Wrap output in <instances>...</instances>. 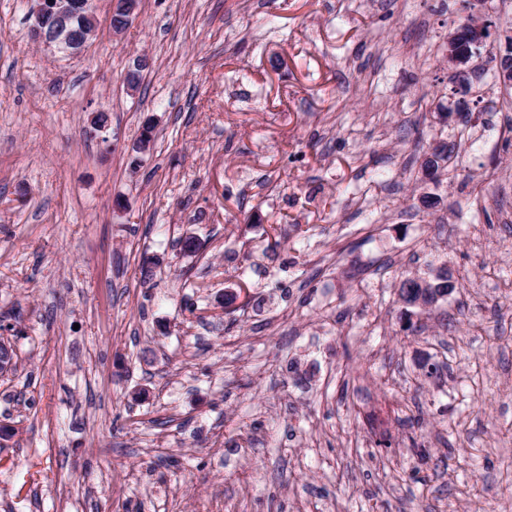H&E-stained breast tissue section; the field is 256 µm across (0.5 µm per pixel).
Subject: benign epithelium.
<instances>
[{
  "label": "benign epithelium",
  "mask_w": 512,
  "mask_h": 512,
  "mask_svg": "<svg viewBox=\"0 0 512 512\" xmlns=\"http://www.w3.org/2000/svg\"><path fill=\"white\" fill-rule=\"evenodd\" d=\"M30 4V37L39 46L54 47L76 56L96 37L98 21L94 0H27ZM139 0H111L109 23L112 33H123L136 18ZM491 36L490 24L479 16L448 34L446 58L452 79L468 92L472 59ZM495 79L512 89V50L496 57Z\"/></svg>",
  "instance_id": "benign-epithelium-1"
}]
</instances>
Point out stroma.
I'll list each match as a JSON object with an SVG mask.
<instances>
[{"mask_svg":"<svg viewBox=\"0 0 512 512\" xmlns=\"http://www.w3.org/2000/svg\"><path fill=\"white\" fill-rule=\"evenodd\" d=\"M108 4L0 0V512H512V0L466 123L465 0ZM26 2L30 4V37L38 46L55 47L58 51L76 56L97 35L98 21L92 0ZM76 20L81 21L79 34L75 33L73 27ZM139 10L138 0L110 1L109 23L114 35L123 33L136 18ZM491 25L487 20L473 14L468 21L449 33L446 58L452 79L465 93H468V78L472 59L480 47L484 46L491 36Z\"/></svg>","mask_w":512,"mask_h":512,"instance_id":"stroma-1","label":"stroma"}]
</instances>
